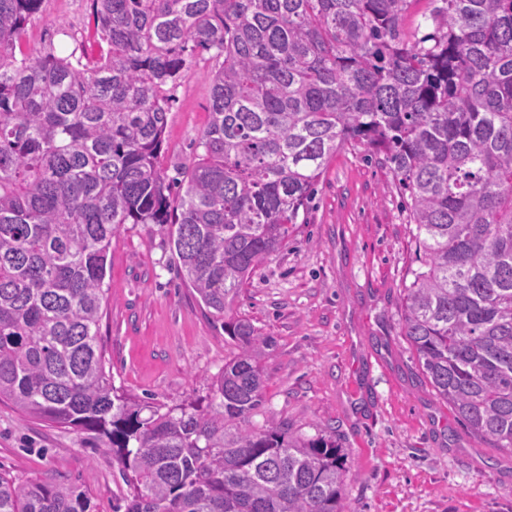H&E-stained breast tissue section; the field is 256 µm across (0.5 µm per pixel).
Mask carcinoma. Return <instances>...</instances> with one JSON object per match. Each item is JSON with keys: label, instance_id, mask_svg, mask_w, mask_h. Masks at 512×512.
Here are the masks:
<instances>
[{"label": "carcinoma", "instance_id": "obj_1", "mask_svg": "<svg viewBox=\"0 0 512 512\" xmlns=\"http://www.w3.org/2000/svg\"><path fill=\"white\" fill-rule=\"evenodd\" d=\"M41 0H0V400L94 433L124 512H342L332 435L248 426L272 346L233 305L346 146L384 163L415 225L401 335L476 438L512 449V0H93L96 58L25 53ZM210 112L161 165L198 51ZM124 224H163L183 282L236 353L210 395L118 392L99 326ZM69 485L0 473V512H88Z\"/></svg>", "mask_w": 512, "mask_h": 512}]
</instances>
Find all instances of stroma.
Instances as JSON below:
<instances>
[{
    "label": "stroma",
    "instance_id": "obj_1",
    "mask_svg": "<svg viewBox=\"0 0 512 512\" xmlns=\"http://www.w3.org/2000/svg\"><path fill=\"white\" fill-rule=\"evenodd\" d=\"M27 49L100 51L92 0H43ZM203 58L174 91L161 162L169 177L192 157L207 124ZM415 259L412 226L384 167L347 148L330 162L300 224L267 256L234 305L274 344L266 349L269 418L314 436L334 432L346 453L344 512H512V451L470 434L424 379L401 334L402 296ZM99 335L112 383L174 406L206 397L235 348L185 287L166 232L125 224L112 238ZM93 433L0 403V472L84 488L91 512L128 494L119 465Z\"/></svg>",
    "mask_w": 512,
    "mask_h": 512
}]
</instances>
